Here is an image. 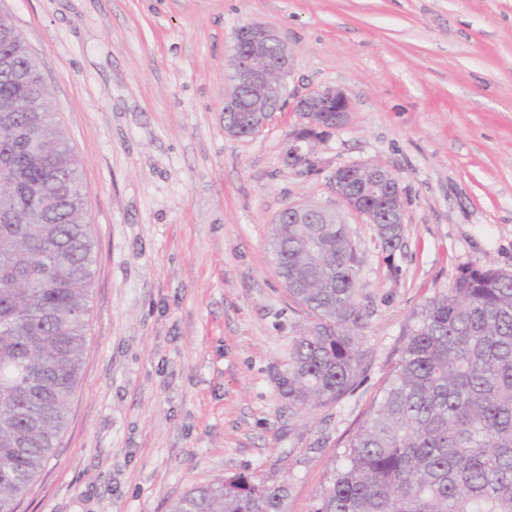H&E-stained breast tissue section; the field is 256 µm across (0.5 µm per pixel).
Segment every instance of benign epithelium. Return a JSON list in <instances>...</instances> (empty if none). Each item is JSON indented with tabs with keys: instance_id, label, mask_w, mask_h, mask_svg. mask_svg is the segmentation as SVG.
<instances>
[{
	"instance_id": "7a95c632",
	"label": "benign epithelium",
	"mask_w": 512,
	"mask_h": 512,
	"mask_svg": "<svg viewBox=\"0 0 512 512\" xmlns=\"http://www.w3.org/2000/svg\"><path fill=\"white\" fill-rule=\"evenodd\" d=\"M294 67V54L275 30L247 23L235 31L225 63V79L230 92L224 98V114L236 115L234 124L224 131L234 137L250 138L269 123L270 116L288 107L299 114L301 126L288 149L289 165L305 177L319 172L311 151L303 149L322 138L326 123L340 129L350 112V101L343 89L325 86L303 94L288 91L287 80ZM339 208L311 202L294 203L284 208L295 224H343V213L362 217L367 224L381 223L366 202L379 192L386 193L391 223H404L399 178L383 166L354 162L336 167L330 176Z\"/></svg>"
}]
</instances>
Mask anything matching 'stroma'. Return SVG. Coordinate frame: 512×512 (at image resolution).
Here are the masks:
<instances>
[{"mask_svg":"<svg viewBox=\"0 0 512 512\" xmlns=\"http://www.w3.org/2000/svg\"><path fill=\"white\" fill-rule=\"evenodd\" d=\"M81 161L97 238L83 380L19 512H170L197 485L287 481L309 512L398 358L409 319L460 269L512 271V0H0ZM295 52L293 92L345 90L347 124L288 164L297 114L224 131L240 25ZM400 178L402 247L346 222L370 318L365 372L301 418L282 390L309 316L277 276L271 221L335 203L340 165Z\"/></svg>","mask_w":512,"mask_h":512,"instance_id":"35a3bbf8","label":"stroma"}]
</instances>
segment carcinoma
<instances>
[{"instance_id":"cac0c4a2","label":"carcinoma","mask_w":512,"mask_h":512,"mask_svg":"<svg viewBox=\"0 0 512 512\" xmlns=\"http://www.w3.org/2000/svg\"><path fill=\"white\" fill-rule=\"evenodd\" d=\"M0 18V512H18L83 376L97 243L80 161L33 57ZM390 249L399 224L374 226ZM273 264L312 316L288 400L315 410L364 373L369 312L346 224H274ZM288 483L238 473L170 512H287ZM310 512H512V271L462 268L411 315L397 361Z\"/></svg>"}]
</instances>
